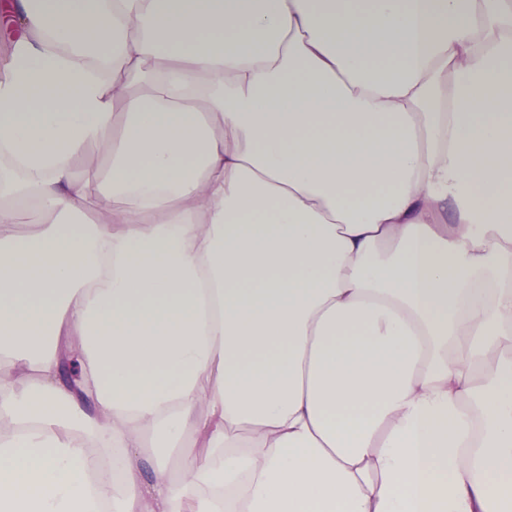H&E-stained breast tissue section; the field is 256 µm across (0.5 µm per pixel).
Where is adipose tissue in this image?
<instances>
[{
    "instance_id": "adipose-tissue-1",
    "label": "adipose tissue",
    "mask_w": 512,
    "mask_h": 512,
    "mask_svg": "<svg viewBox=\"0 0 512 512\" xmlns=\"http://www.w3.org/2000/svg\"><path fill=\"white\" fill-rule=\"evenodd\" d=\"M0 29V512H512V0Z\"/></svg>"
}]
</instances>
